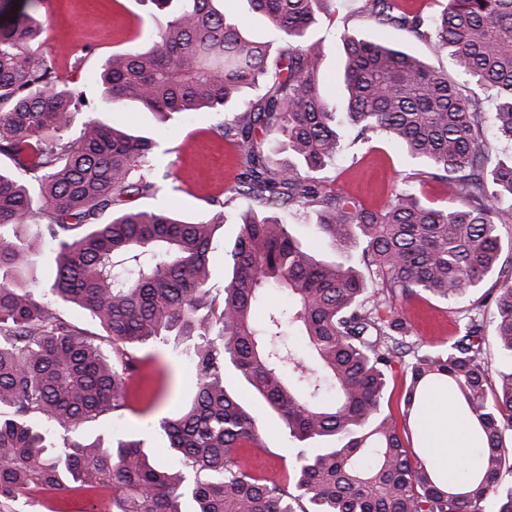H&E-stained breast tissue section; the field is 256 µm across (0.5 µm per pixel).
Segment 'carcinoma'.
Here are the masks:
<instances>
[{
  "label": "carcinoma",
  "mask_w": 512,
  "mask_h": 512,
  "mask_svg": "<svg viewBox=\"0 0 512 512\" xmlns=\"http://www.w3.org/2000/svg\"><path fill=\"white\" fill-rule=\"evenodd\" d=\"M30 0H0V505L35 489L91 498L112 490L110 512H512V369H492L482 348L492 316L512 362V0H443L410 15L401 0H362L375 27L343 40L346 117L377 133L452 185V206L420 201L406 179L381 210L332 190L322 172L339 150L336 102L320 86L317 16L335 0H248L287 44L270 70L269 45L250 37L217 0H150L157 29L112 55L96 74L102 97L164 118L221 114L246 89L258 104L221 122L242 152L233 195L185 220L170 210L128 211L123 198L161 190L156 142L95 119L77 122L74 91L55 59L32 48ZM17 11H12V7ZM398 26L446 52L494 101L469 96L448 73L385 41ZM281 135L288 159L274 169L257 131ZM243 205L224 252L229 275L212 293L211 253L224 206ZM309 205L329 252L361 249L364 269L321 259L283 215ZM50 246L53 300L34 292L33 239ZM494 288L475 296L489 279ZM288 307L270 302L271 289ZM470 298L464 332L442 352L406 341L404 310L382 316L379 296ZM90 313L100 332L61 317ZM112 342V356L97 340ZM188 352L191 405L158 427L175 464L154 465L129 435L72 439L67 432L126 410L149 342ZM412 355L405 415L440 386L474 426V461L448 485L427 453L405 442L385 411L388 374ZM234 369L300 442L295 491L244 471L235 458L258 442L260 422L226 388ZM64 434L54 438L53 431Z\"/></svg>",
  "instance_id": "carcinoma-1"
}]
</instances>
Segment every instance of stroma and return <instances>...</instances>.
<instances>
[{"label":"stroma","instance_id":"stroma-1","mask_svg":"<svg viewBox=\"0 0 512 512\" xmlns=\"http://www.w3.org/2000/svg\"><path fill=\"white\" fill-rule=\"evenodd\" d=\"M361 0H336L335 12L319 15L311 28L313 38L322 40L325 55L321 66L324 92L342 100L340 74L344 59L342 35L362 37L372 32L371 22L359 12ZM30 13L41 33L35 42L40 51L54 56L60 74L71 88L82 93V118H98L114 127L151 136L158 165L167 175L166 186L154 196H133L125 209H172L190 218L210 214V197L227 198L240 171V152L215 128V116L201 110L170 120L128 105L104 106L101 88L92 75L112 56L133 45L151 40L155 23L146 0H36ZM385 40L422 57L430 66L454 72L447 53L434 52L410 31L386 29ZM337 131L341 150L324 172L329 187L345 192L369 209L382 208L401 188L405 176L414 175L415 164L383 137L365 139L346 120ZM411 332L409 338L419 351L447 349L457 334L465 303L446 302L429 296L406 303ZM152 360L136 375L130 387L131 409L105 412L81 425L79 439L99 435L133 434L158 452V462L170 465L160 449L164 440L158 421L181 413L195 393V380L186 354L163 343L145 347ZM225 383L239 402L260 417L257 446L239 449L243 468L256 476L290 486L292 464L300 447L284 424L270 415L253 391L235 372Z\"/></svg>","mask_w":512,"mask_h":512}]
</instances>
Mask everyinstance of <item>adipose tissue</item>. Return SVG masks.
Instances as JSON below:
<instances>
[{
    "mask_svg": "<svg viewBox=\"0 0 512 512\" xmlns=\"http://www.w3.org/2000/svg\"><path fill=\"white\" fill-rule=\"evenodd\" d=\"M428 441V454L438 464L448 483L457 480L456 469L448 465L449 456L465 462V448L471 447L474 438L467 418L454 413L451 402L445 398L433 401L422 417Z\"/></svg>",
    "mask_w": 512,
    "mask_h": 512,
    "instance_id": "ef3b65f1",
    "label": "adipose tissue"
}]
</instances>
